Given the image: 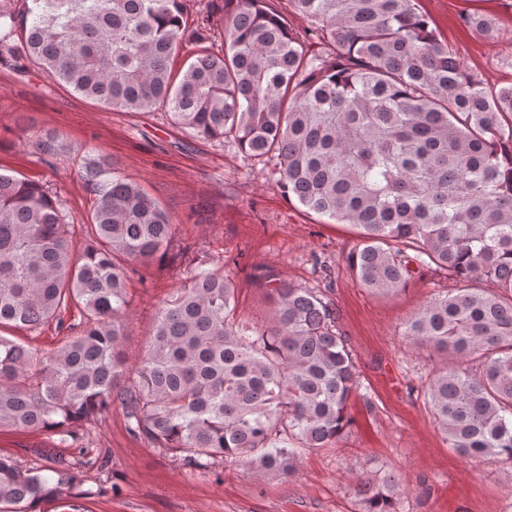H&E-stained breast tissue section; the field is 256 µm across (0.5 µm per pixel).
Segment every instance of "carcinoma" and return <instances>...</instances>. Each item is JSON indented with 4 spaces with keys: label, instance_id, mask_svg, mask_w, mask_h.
Wrapping results in <instances>:
<instances>
[{
    "label": "carcinoma",
    "instance_id": "obj_1",
    "mask_svg": "<svg viewBox=\"0 0 512 512\" xmlns=\"http://www.w3.org/2000/svg\"><path fill=\"white\" fill-rule=\"evenodd\" d=\"M234 2L224 47L184 20L181 0H0V60L36 64L52 82L109 110L165 108L175 124L276 160L275 183L307 210L357 229L344 256L382 297L424 269L450 288L404 323L413 346L455 363L427 394L459 455L512 463V85H483L442 43L418 0H288L325 52L311 54L273 0ZM467 26L497 38V19ZM185 60L173 68L178 54ZM94 187L77 251L56 195L0 168V431L48 434L71 448L79 427L121 407L127 430L183 465L237 463L258 479L294 476L302 454L353 424L362 383L336 304L266 270L271 308L236 317V273L193 257L128 363L127 283L176 249V225L140 184L87 168ZM80 320L39 351L3 335ZM0 455V512L68 498L75 463ZM361 512H399V484L353 475Z\"/></svg>",
    "mask_w": 512,
    "mask_h": 512
}]
</instances>
